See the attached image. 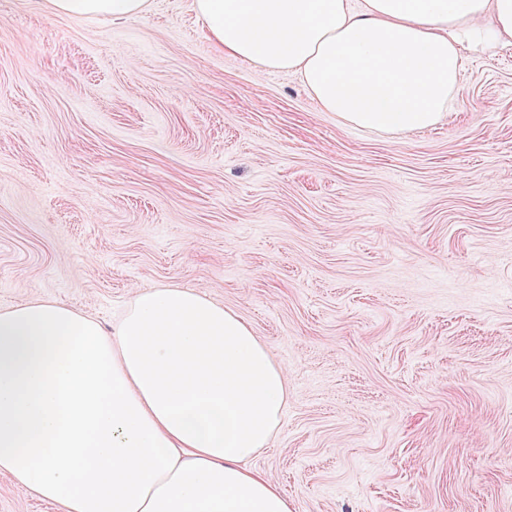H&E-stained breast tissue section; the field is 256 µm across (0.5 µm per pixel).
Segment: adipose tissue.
I'll return each instance as SVG.
<instances>
[{
  "instance_id": "1",
  "label": "adipose tissue",
  "mask_w": 512,
  "mask_h": 512,
  "mask_svg": "<svg viewBox=\"0 0 512 512\" xmlns=\"http://www.w3.org/2000/svg\"><path fill=\"white\" fill-rule=\"evenodd\" d=\"M130 19L149 0H50ZM212 42L300 75L323 112L398 136L451 111L461 52L512 44V0H194ZM288 376L234 312L137 291L111 329L55 301L0 311V471L65 512H290L249 463Z\"/></svg>"
}]
</instances>
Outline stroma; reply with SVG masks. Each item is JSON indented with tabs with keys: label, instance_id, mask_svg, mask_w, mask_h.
<instances>
[{
	"label": "stroma",
	"instance_id": "obj_1",
	"mask_svg": "<svg viewBox=\"0 0 512 512\" xmlns=\"http://www.w3.org/2000/svg\"><path fill=\"white\" fill-rule=\"evenodd\" d=\"M239 314L288 375L253 460L291 512H512V45L387 137L217 50L0 0V310L110 326L141 289ZM0 512H64L0 472Z\"/></svg>",
	"mask_w": 512,
	"mask_h": 512
}]
</instances>
